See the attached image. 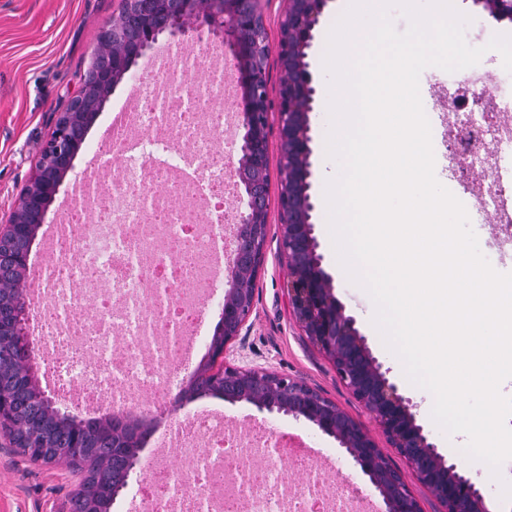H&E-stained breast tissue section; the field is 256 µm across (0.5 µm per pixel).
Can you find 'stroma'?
Segmentation results:
<instances>
[{"label": "stroma", "instance_id": "stroma-1", "mask_svg": "<svg viewBox=\"0 0 512 512\" xmlns=\"http://www.w3.org/2000/svg\"><path fill=\"white\" fill-rule=\"evenodd\" d=\"M456 9L469 16L465 40L483 48V68L499 71L503 59L488 49L501 28L482 6L473 0H454ZM340 0H328L314 32L306 61L318 80L317 107L311 123L317 142H324L331 125L325 103L329 77L321 59L328 33L336 23ZM118 9V0H0V226L7 224L23 190L38 172L41 151L49 140L58 112L82 87L84 75L98 46L102 31ZM137 85L135 77L123 80L113 91L102 112L90 126L74 161V174L84 178L95 171L112 137V116L128 106ZM279 120L269 127V237L264 269L255 283V311L244 349L230 347L227 359L236 365H257L305 381L324 397L359 422L378 448L400 471L417 497L422 512H445V505L417 479L406 459L392 448L382 428L352 395L336 374L332 360L304 334L291 315L288 304V265L279 250L281 222ZM313 162L314 235L323 265L334 278V293L365 336L373 354L390 370V378L409 397L413 411L439 453L454 463L477 485L492 512H512V499L501 496L502 482H512V459L501 467L500 479H493L481 462L462 455L460 438L449 436L432 421L427 409V391L409 383L400 360L384 345L372 318L374 305L361 287L351 283L341 270L328 228L323 197L326 175L335 166L323 150H316ZM200 410L223 414L233 428H256L286 433L299 438L325 461V470L336 479L362 483L363 477L336 440L324 435L305 419L284 414L258 412L247 403L226 405L223 398L207 395L185 402L180 408L154 411L156 426L141 452L143 461L161 457L166 465L180 467L183 455L168 432ZM80 477L65 465L47 466L22 460L0 436V512H68V499Z\"/></svg>", "mask_w": 512, "mask_h": 512}]
</instances>
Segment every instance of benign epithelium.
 <instances>
[{
  "instance_id": "obj_1",
  "label": "benign epithelium",
  "mask_w": 512,
  "mask_h": 512,
  "mask_svg": "<svg viewBox=\"0 0 512 512\" xmlns=\"http://www.w3.org/2000/svg\"><path fill=\"white\" fill-rule=\"evenodd\" d=\"M327 0H288V9L276 30L267 28L260 0H151L141 10L140 0H120L118 12L103 31L104 39L119 36L126 16H140L142 28L150 31L134 40H125L113 52L112 69L97 71L96 61L89 70L95 75L92 87L72 99V105L58 113L55 134L43 147L49 167L41 168L19 197L16 208L44 222L50 204L63 190L74 171L76 143L74 129L87 111L89 95L100 92L96 112H101L117 85L133 68L145 70L159 37L175 40L194 33L224 36L230 54L224 68L238 75L242 110L240 124L244 134L235 157L230 161L238 195L231 236L233 248L227 262L220 320L217 334L224 344H209V355H226L227 344L240 340L255 310V297L243 295L241 282L257 279L264 267L269 224L268 202L255 194L253 187L269 182L268 134L271 103L268 97V70L261 59L267 42L280 47L282 69L292 78L280 85L278 117L281 142V169L294 171L288 190L280 198V251L289 271L288 299L291 313L302 330L333 361L336 372L354 397L379 422L393 448L410 464L418 480L428 486L445 504L446 512H490L486 498L470 477L460 473L453 463L445 462L436 445L424 433L412 412L411 399L400 393L388 377L389 370L373 356L364 336L355 327L354 318L345 315L343 305L333 292V278L317 252L311 222L313 137L310 112L314 110V77L305 62L307 49ZM164 22L155 24L157 16ZM19 308L11 309L10 319H0V347L24 344V367L33 375L38 371L35 358L37 342L30 326L19 327ZM219 386L224 402L252 405L260 413H283L303 418L334 438L352 458L369 486L381 499L380 512H421L401 473L392 467L386 455L363 428L333 401L305 382L282 376L262 367L224 365ZM139 448L128 454L121 490L131 481L142 483L146 467L141 464Z\"/></svg>"
}]
</instances>
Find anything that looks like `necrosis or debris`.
Returning a JSON list of instances; mask_svg holds the SVG:
<instances>
[{"instance_id": "obj_1", "label": "necrosis or debris", "mask_w": 512, "mask_h": 512, "mask_svg": "<svg viewBox=\"0 0 512 512\" xmlns=\"http://www.w3.org/2000/svg\"><path fill=\"white\" fill-rule=\"evenodd\" d=\"M207 70L206 91L190 93L191 75ZM235 83L207 58L184 59L160 49L149 75L137 84V101L96 171L110 182L94 206L75 199L53 242L80 263H43L36 276L41 364L54 387L90 407L110 402L129 408L143 395L159 399L180 383L174 362L189 363L206 303L224 265V228L232 223L225 167L235 151L237 116L225 102ZM456 130L441 145L475 207L496 206L512 193L504 169L512 165V73L470 70L454 79ZM492 143L489 152L478 144ZM181 200L171 206L155 194L158 180ZM152 357H145V350ZM187 463L172 469L154 462L140 486L141 499L158 512H375L351 483L317 476L309 457L291 456L276 441L250 429H230L202 410L175 427ZM308 467L309 485L292 495L253 490L254 474L269 477L288 461Z\"/></svg>"}]
</instances>
